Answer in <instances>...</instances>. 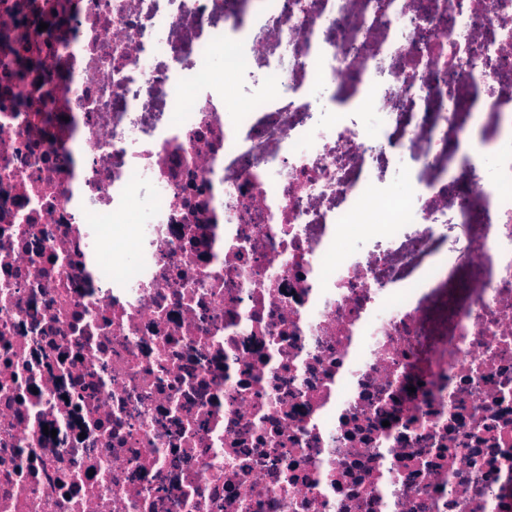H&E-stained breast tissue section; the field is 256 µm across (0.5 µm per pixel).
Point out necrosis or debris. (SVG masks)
Here are the masks:
<instances>
[{
	"label": "necrosis or debris",
	"instance_id": "4bbe7bcc",
	"mask_svg": "<svg viewBox=\"0 0 512 512\" xmlns=\"http://www.w3.org/2000/svg\"><path fill=\"white\" fill-rule=\"evenodd\" d=\"M462 94L512 153V0H0V512H512V161ZM375 181H388L396 176L399 170L412 167L409 153L402 155L387 154L379 156L371 163Z\"/></svg>",
	"mask_w": 512,
	"mask_h": 512
}]
</instances>
